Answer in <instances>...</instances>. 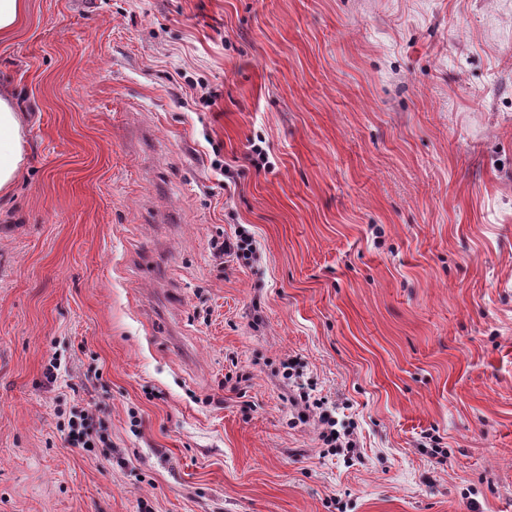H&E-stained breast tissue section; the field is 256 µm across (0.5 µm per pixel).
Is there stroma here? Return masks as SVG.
I'll list each match as a JSON object with an SVG mask.
<instances>
[{"mask_svg": "<svg viewBox=\"0 0 512 512\" xmlns=\"http://www.w3.org/2000/svg\"><path fill=\"white\" fill-rule=\"evenodd\" d=\"M25 2L0 512H512V0ZM212 249L216 258H229L238 264L252 265L259 259L255 236L243 225L236 227L231 236H224L222 241L214 240ZM296 361L287 359L283 362V376L293 386V403L302 409L301 416L306 418L313 416L316 418L318 427H320L319 440L322 442V448H328L327 452H338L345 448L354 452L357 447L353 430H344L343 433L336 429V419L332 410L326 406V402L321 398H315L312 395V389L305 387L297 380L300 376L296 370ZM61 428L63 430L67 429L68 436L77 444L88 446L95 440L104 444H107V441H109L108 435L102 426L96 428L92 418L88 414L83 413V411H70L67 425L64 421Z\"/></svg>", "mask_w": 512, "mask_h": 512, "instance_id": "stroma-1", "label": "stroma"}]
</instances>
